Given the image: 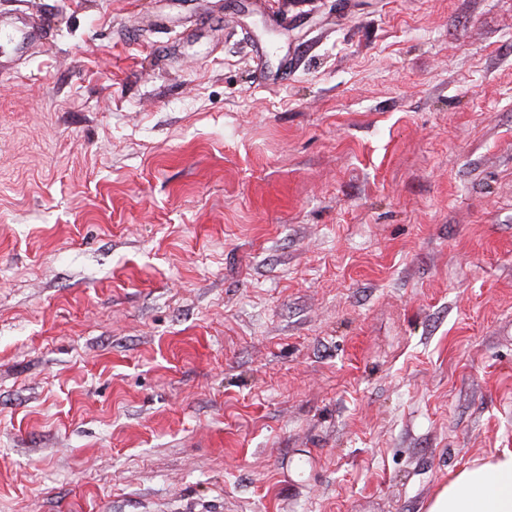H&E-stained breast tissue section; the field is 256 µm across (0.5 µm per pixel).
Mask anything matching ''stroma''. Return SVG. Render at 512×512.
Listing matches in <instances>:
<instances>
[{
	"instance_id": "35a3bbf8",
	"label": "stroma",
	"mask_w": 512,
	"mask_h": 512,
	"mask_svg": "<svg viewBox=\"0 0 512 512\" xmlns=\"http://www.w3.org/2000/svg\"><path fill=\"white\" fill-rule=\"evenodd\" d=\"M6 13L0 512H424L512 452V0ZM48 30L45 22H35L22 16H0L1 39H18L23 44L34 46L46 36Z\"/></svg>"
}]
</instances>
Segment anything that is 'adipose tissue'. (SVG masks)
Here are the masks:
<instances>
[{
	"mask_svg": "<svg viewBox=\"0 0 512 512\" xmlns=\"http://www.w3.org/2000/svg\"><path fill=\"white\" fill-rule=\"evenodd\" d=\"M426 512H512V453L463 470L441 487Z\"/></svg>",
	"mask_w": 512,
	"mask_h": 512,
	"instance_id": "obj_1",
	"label": "adipose tissue"
}]
</instances>
